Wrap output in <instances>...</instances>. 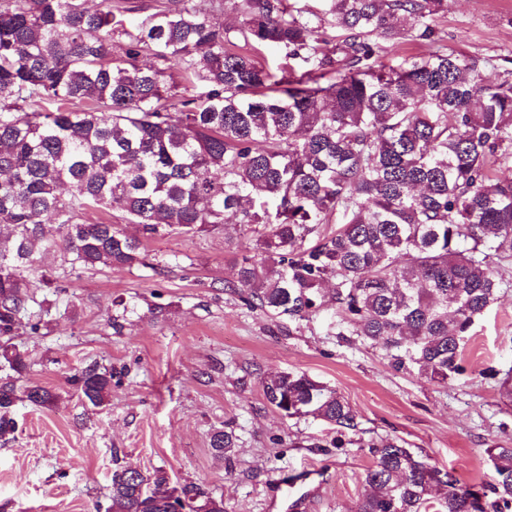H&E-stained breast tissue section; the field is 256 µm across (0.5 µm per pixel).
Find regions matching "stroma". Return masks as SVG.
Here are the masks:
<instances>
[{
	"label": "stroma",
	"mask_w": 512,
	"mask_h": 512,
	"mask_svg": "<svg viewBox=\"0 0 512 512\" xmlns=\"http://www.w3.org/2000/svg\"><path fill=\"white\" fill-rule=\"evenodd\" d=\"M438 29L449 49L486 59L485 81L512 72V0H448ZM108 218L140 239L132 267L72 265L64 251H35L25 269L32 297L11 342L26 356L21 385L57 396L17 401L15 433L0 438V512H107L116 465L161 468L173 482L204 484L224 512H290L287 491L315 485L307 512H350L373 459L369 442L396 435L461 484L492 482L486 448L512 446V288L474 326L466 377L441 385L398 373L380 349L338 335L324 305L288 323L225 291L235 260L255 246L234 228L190 235L143 234L120 208ZM110 372L112 395L94 408L74 376ZM302 371L359 412L356 442L330 448L334 427L287 418L260 382ZM234 431L232 462L213 432Z\"/></svg>",
	"instance_id": "obj_1"
}]
</instances>
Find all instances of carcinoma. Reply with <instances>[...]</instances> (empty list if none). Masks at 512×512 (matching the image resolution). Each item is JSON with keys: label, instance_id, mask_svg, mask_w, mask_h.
Wrapping results in <instances>:
<instances>
[{"label": "carcinoma", "instance_id": "obj_1", "mask_svg": "<svg viewBox=\"0 0 512 512\" xmlns=\"http://www.w3.org/2000/svg\"><path fill=\"white\" fill-rule=\"evenodd\" d=\"M3 0L0 4V336L29 298L35 243L83 266L143 262L141 243L88 210L118 204L148 234L246 225L260 257L224 289L273 317L304 320L331 286L339 335L396 371L439 384L463 373L475 323L512 267V79L448 50V0ZM399 38L433 52L383 62ZM283 63L271 68L264 50ZM325 224L335 229L324 233ZM16 374L24 353L0 343ZM89 405L112 374L74 377ZM19 388L0 377V437ZM282 415L355 430L358 411L303 372L262 381ZM34 404L55 396L26 390ZM213 451L230 457L233 432ZM373 457L353 512H512V447L485 449L495 482L463 486L398 436ZM224 512L202 483L112 472L111 512Z\"/></svg>", "mask_w": 512, "mask_h": 512}]
</instances>
